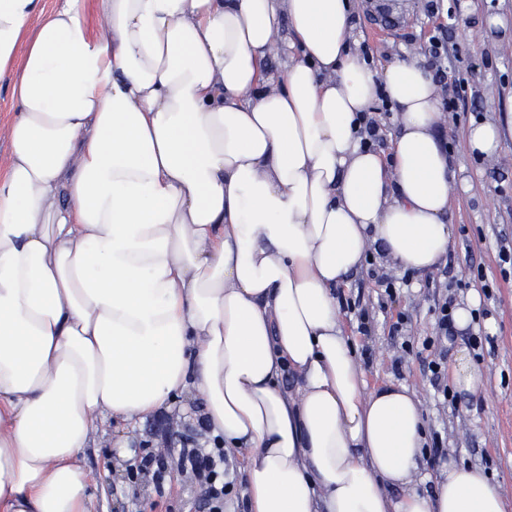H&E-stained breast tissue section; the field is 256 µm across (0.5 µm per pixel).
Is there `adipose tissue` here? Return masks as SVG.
<instances>
[{
    "instance_id": "obj_1",
    "label": "adipose tissue",
    "mask_w": 512,
    "mask_h": 512,
    "mask_svg": "<svg viewBox=\"0 0 512 512\" xmlns=\"http://www.w3.org/2000/svg\"><path fill=\"white\" fill-rule=\"evenodd\" d=\"M354 11L0 0V512H91L79 457L98 421L188 394L245 449L250 512H512L463 461L416 490L421 401L368 387L344 330L336 289L371 247L434 270L468 188L424 58L369 65ZM381 89L387 157L360 122ZM13 106L10 98L8 85L5 81L0 82V170L7 164V140L6 132L12 118Z\"/></svg>"
}]
</instances>
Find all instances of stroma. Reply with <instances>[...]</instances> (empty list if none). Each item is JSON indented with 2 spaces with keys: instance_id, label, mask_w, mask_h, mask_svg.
Instances as JSON below:
<instances>
[{
  "instance_id": "35a3bbf8",
  "label": "stroma",
  "mask_w": 512,
  "mask_h": 512,
  "mask_svg": "<svg viewBox=\"0 0 512 512\" xmlns=\"http://www.w3.org/2000/svg\"><path fill=\"white\" fill-rule=\"evenodd\" d=\"M499 16L512 25V0H356L351 47L366 51L369 62L382 65L404 52L424 48L445 36L448 79L441 98L461 94L458 115L446 120L440 138L447 142L456 167L470 175L468 191L454 196L449 221L452 242L442 267L447 271L446 293L451 302L465 299L481 280L496 282L483 298L484 314L494 321L488 340L474 343L472 331L456 333L454 346L469 348L474 361L488 372L484 390L457 395L456 407H443L434 397L430 364L439 360V347H424L435 331L433 308L438 299L428 287L427 275L404 280L379 254H370L364 266L339 288L345 330L366 372L369 386L388 381L415 390L422 403L427 435L437 436L446 458H424L427 478L418 486L430 494L435 479L450 461L465 460L483 466L506 498L512 499V273L501 272L499 235L512 237V137H506L500 155L488 161L470 155L464 130L474 120L505 116L512 109V42L503 43L501 29L490 27ZM397 286L388 296L385 281ZM368 310L369 332H361L359 313ZM400 331H393V324ZM179 427L195 447L212 443L202 404L194 398L152 416L128 435L133 454L118 458L113 446L115 423L100 426L83 464L98 477L93 512H207L202 488L183 479L169 465L164 484L151 477L129 480L128 472L145 446L164 440L163 425Z\"/></svg>"
}]
</instances>
